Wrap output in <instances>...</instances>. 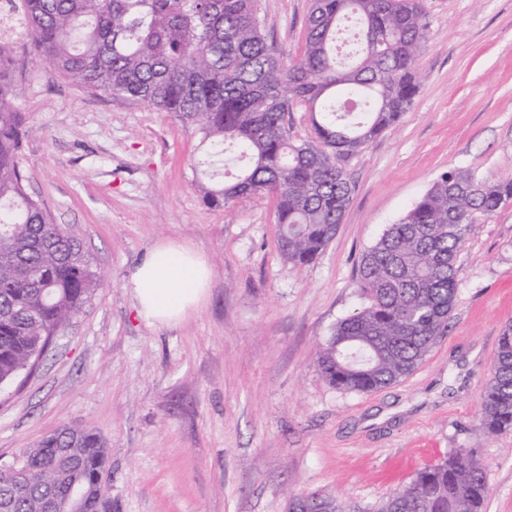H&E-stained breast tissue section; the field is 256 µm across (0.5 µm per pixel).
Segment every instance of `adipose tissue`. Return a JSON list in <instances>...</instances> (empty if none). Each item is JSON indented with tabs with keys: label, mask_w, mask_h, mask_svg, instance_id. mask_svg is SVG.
Here are the masks:
<instances>
[{
	"label": "adipose tissue",
	"mask_w": 512,
	"mask_h": 512,
	"mask_svg": "<svg viewBox=\"0 0 512 512\" xmlns=\"http://www.w3.org/2000/svg\"><path fill=\"white\" fill-rule=\"evenodd\" d=\"M210 276L203 255L188 246L169 242L152 247L129 272L125 286L140 317L171 324L200 306Z\"/></svg>",
	"instance_id": "adipose-tissue-1"
}]
</instances>
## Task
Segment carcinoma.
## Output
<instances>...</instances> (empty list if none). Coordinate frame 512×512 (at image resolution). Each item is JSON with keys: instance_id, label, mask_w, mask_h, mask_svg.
<instances>
[{"instance_id": "obj_1", "label": "carcinoma", "mask_w": 512, "mask_h": 512, "mask_svg": "<svg viewBox=\"0 0 512 512\" xmlns=\"http://www.w3.org/2000/svg\"><path fill=\"white\" fill-rule=\"evenodd\" d=\"M35 52L60 76L135 106L173 112L236 181L198 184L224 210L244 195L276 206L281 255L295 268L334 239L352 194L343 162L397 123L418 84L428 42L419 0H313L296 61L263 35L258 0H8ZM13 42L0 43V384L32 365L60 327L101 287L78 239L25 191L19 165L25 113ZM312 115L316 140L294 135L293 105ZM512 202V181L442 173L359 258L368 304L341 320L317 353L323 378L348 392L387 388L412 374L448 327L457 255L476 217ZM481 429L512 430V325L499 336L483 395ZM101 435L65 425L0 470V512H61L85 487L81 512H112L101 492ZM483 467L469 448L420 468L379 512H484ZM289 512H345L331 496L292 501Z\"/></svg>"}]
</instances>
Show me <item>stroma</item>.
<instances>
[{
	"instance_id": "obj_1",
	"label": "stroma",
	"mask_w": 512,
	"mask_h": 512,
	"mask_svg": "<svg viewBox=\"0 0 512 512\" xmlns=\"http://www.w3.org/2000/svg\"><path fill=\"white\" fill-rule=\"evenodd\" d=\"M311 0H260L264 34L300 54ZM429 40L399 122L344 162L352 201L336 237L295 268L277 247L272 199L207 206L201 137L171 112L59 77L18 41L27 193L81 241L102 286L33 369L0 385V461L65 425L108 446L112 512H289L336 497L382 500L461 448L476 449L485 512H512V430L479 427L496 343L512 324V203L478 217L457 256L448 329L404 381L332 387L315 364L337 322L367 303L357 263L452 168L512 178V0H422ZM193 247L212 270L186 319L141 318L124 282L157 243Z\"/></svg>"
}]
</instances>
